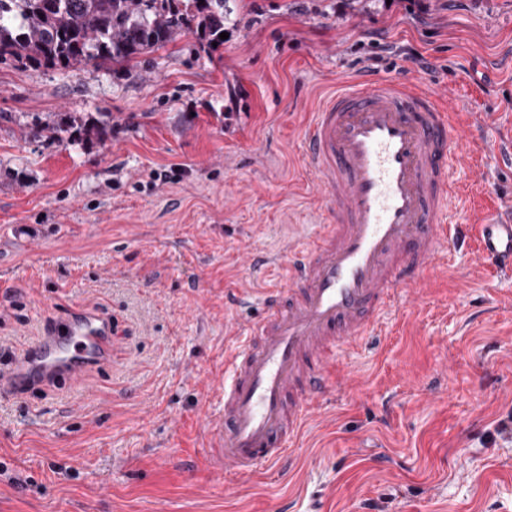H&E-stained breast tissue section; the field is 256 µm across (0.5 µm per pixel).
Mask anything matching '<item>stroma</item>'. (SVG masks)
Here are the masks:
<instances>
[{"label":"stroma","instance_id":"1","mask_svg":"<svg viewBox=\"0 0 512 512\" xmlns=\"http://www.w3.org/2000/svg\"><path fill=\"white\" fill-rule=\"evenodd\" d=\"M127 64L0 62V364L77 307L111 366L0 394V512H512V277L448 251L386 333L337 353L288 463L222 476L215 386L246 253L305 245L325 200L301 127L337 80L425 74L475 141L458 224L512 209V0H230ZM105 124L61 146L34 121Z\"/></svg>","mask_w":512,"mask_h":512}]
</instances>
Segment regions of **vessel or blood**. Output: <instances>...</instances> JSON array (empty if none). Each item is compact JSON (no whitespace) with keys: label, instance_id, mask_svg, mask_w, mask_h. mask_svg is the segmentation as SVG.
Masks as SVG:
<instances>
[{"label":"vessel or blood","instance_id":"vessel-or-blood-1","mask_svg":"<svg viewBox=\"0 0 512 512\" xmlns=\"http://www.w3.org/2000/svg\"><path fill=\"white\" fill-rule=\"evenodd\" d=\"M468 147L437 93L412 76L346 77L310 113L301 158L327 206L310 244L288 252V287L263 289V313L224 359L221 411L209 424L219 472L252 473L288 458L306 405L330 386L337 347L357 345L398 289L421 287L424 273L444 263L441 245L475 248L483 266L512 274V211L453 221L465 190L450 167ZM112 335L110 319L75 309L0 368V386L80 381L108 361Z\"/></svg>","mask_w":512,"mask_h":512}]
</instances>
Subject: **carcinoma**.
I'll return each mask as SVG.
<instances>
[{"label":"carcinoma","mask_w":512,"mask_h":512,"mask_svg":"<svg viewBox=\"0 0 512 512\" xmlns=\"http://www.w3.org/2000/svg\"><path fill=\"white\" fill-rule=\"evenodd\" d=\"M228 0H0V59L60 70L92 60L128 63L193 27L220 37ZM59 144L106 133L74 119L35 124Z\"/></svg>","instance_id":"1"}]
</instances>
